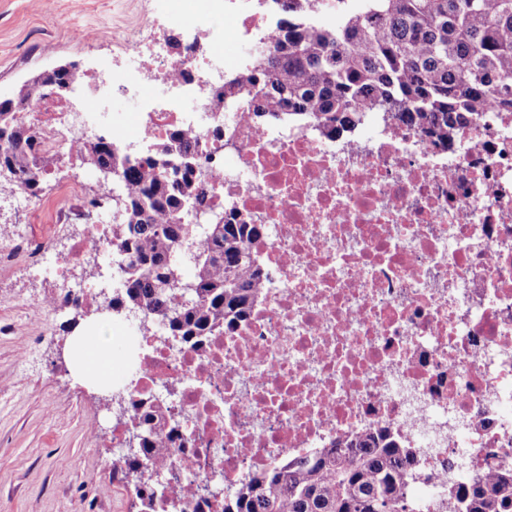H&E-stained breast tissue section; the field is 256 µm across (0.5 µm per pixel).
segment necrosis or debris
I'll return each instance as SVG.
<instances>
[{"label": "necrosis or debris", "instance_id": "4bbe7bcc", "mask_svg": "<svg viewBox=\"0 0 512 512\" xmlns=\"http://www.w3.org/2000/svg\"><path fill=\"white\" fill-rule=\"evenodd\" d=\"M207 7L189 49L170 44L169 30L193 24L172 8L168 31L135 33L119 70L73 85L83 111L43 100L17 114L61 160L104 130L145 155L192 132L210 211L265 227L261 301L234 328L195 342L145 314L125 321L112 445L124 447L135 413L164 410L178 435L165 465L149 463L147 490L163 477L180 512H224L210 483L230 491L258 467L383 431L419 451L408 482L419 512H446L451 485L512 466V113L489 109L442 147L380 112L365 137L260 124L243 102L215 109L224 76L267 51L277 22L243 0ZM219 40L239 54L215 52ZM148 84L167 97L143 95ZM129 95L132 120L107 117ZM4 201L32 222L0 240V267L56 284L37 302L44 329L96 303L97 286H72L71 272L111 253L108 211L60 252L40 234L39 201L20 188Z\"/></svg>", "mask_w": 512, "mask_h": 512}]
</instances>
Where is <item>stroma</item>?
Wrapping results in <instances>:
<instances>
[{
	"mask_svg": "<svg viewBox=\"0 0 512 512\" xmlns=\"http://www.w3.org/2000/svg\"><path fill=\"white\" fill-rule=\"evenodd\" d=\"M162 11L160 0H0V100L59 65L77 64L82 82L112 69L134 27ZM86 172L75 157L50 165L41 202L79 180L94 194ZM54 289L23 266L0 268V512H139L134 481L112 476L116 409L65 363L70 323L45 332L30 319ZM31 346L38 355L27 364Z\"/></svg>",
	"mask_w": 512,
	"mask_h": 512,
	"instance_id": "35a3bbf8",
	"label": "stroma"
}]
</instances>
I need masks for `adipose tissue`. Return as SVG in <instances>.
I'll use <instances>...</instances> for the list:
<instances>
[{"instance_id": "1", "label": "adipose tissue", "mask_w": 512, "mask_h": 512, "mask_svg": "<svg viewBox=\"0 0 512 512\" xmlns=\"http://www.w3.org/2000/svg\"><path fill=\"white\" fill-rule=\"evenodd\" d=\"M109 341L106 326L102 323L79 329L76 335L68 337V365L82 383L98 385L109 379L112 357L103 351Z\"/></svg>"}]
</instances>
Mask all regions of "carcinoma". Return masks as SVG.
Listing matches in <instances>:
<instances>
[{
  "instance_id": "cac0c4a2",
  "label": "carcinoma",
  "mask_w": 512,
  "mask_h": 512,
  "mask_svg": "<svg viewBox=\"0 0 512 512\" xmlns=\"http://www.w3.org/2000/svg\"><path fill=\"white\" fill-rule=\"evenodd\" d=\"M281 33L250 69L224 79L218 98L246 101L260 123L313 121L327 131L355 129L373 108L448 144L494 103L512 112V0H340L341 20L316 19L313 0H269ZM27 96L0 101V189L36 196L53 159L36 132L16 119ZM196 140L178 133L158 161L135 162L116 143L84 144L78 155L112 170L123 202L114 231L125 280L111 307H138L175 336H210L233 327L259 299L261 271L252 245L261 224H234L217 214L187 223L207 206L191 166ZM194 271L188 301L172 281ZM139 454L158 463L173 434L162 414L145 410ZM418 469L415 449L366 432L252 476L224 512H417L408 497ZM456 512H512V468L496 470L454 493Z\"/></svg>"
}]
</instances>
